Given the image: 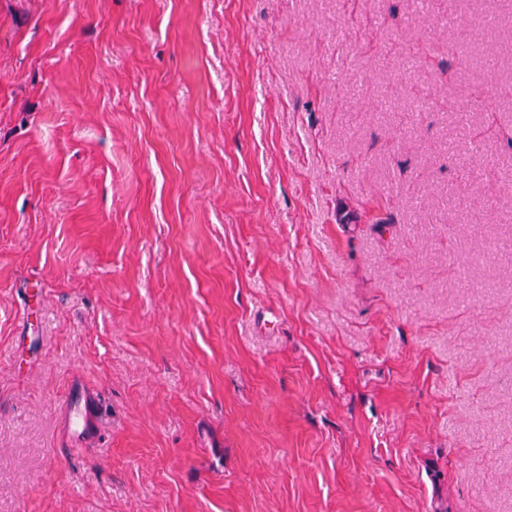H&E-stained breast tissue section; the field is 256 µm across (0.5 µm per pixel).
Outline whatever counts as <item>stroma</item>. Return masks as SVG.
I'll use <instances>...</instances> for the list:
<instances>
[{"label": "stroma", "instance_id": "obj_1", "mask_svg": "<svg viewBox=\"0 0 512 512\" xmlns=\"http://www.w3.org/2000/svg\"><path fill=\"white\" fill-rule=\"evenodd\" d=\"M510 21L0 0V512H512ZM72 394L81 401V408L77 412L64 409L61 423L60 446L71 447L82 440L89 441L95 431L97 415V401L94 394L82 391L77 384L72 385Z\"/></svg>", "mask_w": 512, "mask_h": 512}]
</instances>
